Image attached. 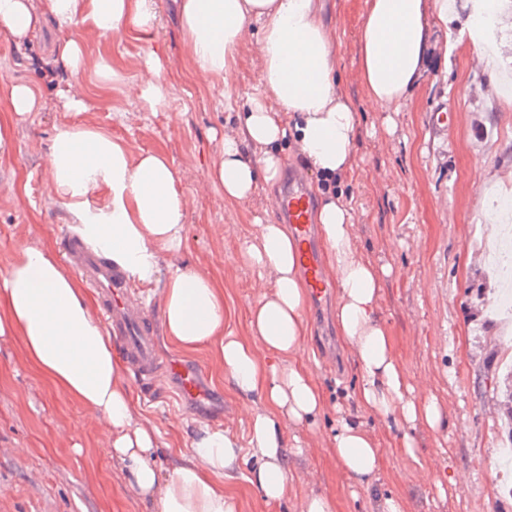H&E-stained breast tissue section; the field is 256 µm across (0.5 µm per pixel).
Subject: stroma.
Wrapping results in <instances>:
<instances>
[{
    "mask_svg": "<svg viewBox=\"0 0 512 512\" xmlns=\"http://www.w3.org/2000/svg\"><path fill=\"white\" fill-rule=\"evenodd\" d=\"M468 0H454L447 22L436 23L423 82L402 112H375L355 77L356 34L365 0H329L337 30V78L355 103L359 118L355 166L341 182L360 252L388 267L380 313L407 381L435 396L445 428H420V462L389 452L370 487H353L328 446L338 410L354 412L356 372L345 342H337V367L316 357L320 327L309 325L298 360L326 390L331 406L316 428L301 432L304 451L288 448L289 466L300 480L290 498L277 505L238 473L225 489L239 512H294L296 498L314 493L333 499L336 512H379L380 501L403 495L406 512H512L504 487L512 470L501 467V415L490 378L503 351L512 348V314L494 310L497 289L483 250L485 217L512 207V95L502 87L512 71V18L504 19L494 68L478 64L466 40ZM152 32L104 35L93 27L78 33L84 65L70 75L57 70V50L72 29L52 22L18 50L0 35V127L10 151L0 154V269L22 245H53L64 255V235L75 222L69 207L54 197L47 180L51 140L59 128L83 124L112 133L134 154H164L185 192V247L181 264L208 272L224 287V329L246 333L249 307L262 288L256 273L237 255L239 238L257 222L273 221L271 203L278 181H259L246 199L228 201L212 186L207 169L259 87L256 35L240 47L226 85L194 76L179 28L176 0H153ZM166 66L167 106L151 111L137 87L150 53ZM116 75L99 77L101 61ZM26 84L40 108L18 116L10 110L13 85ZM81 98L72 107L70 95ZM447 112L450 128L432 115ZM166 356L200 365L212 390L210 402L192 409L166 395L138 398L142 420L156 430L157 468L169 471L191 454L198 425L223 415L224 427L247 440L250 404L238 397L208 344L186 351L158 328ZM0 512H154L116 465L96 415L61 394L22 354L18 337H0Z\"/></svg>",
    "mask_w": 512,
    "mask_h": 512,
    "instance_id": "obj_1",
    "label": "stroma"
}]
</instances>
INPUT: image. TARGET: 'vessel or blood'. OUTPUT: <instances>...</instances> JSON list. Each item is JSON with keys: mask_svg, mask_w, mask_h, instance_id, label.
I'll return each mask as SVG.
<instances>
[{"mask_svg": "<svg viewBox=\"0 0 512 512\" xmlns=\"http://www.w3.org/2000/svg\"><path fill=\"white\" fill-rule=\"evenodd\" d=\"M275 217L278 223L288 225L297 244L299 270L313 304L316 309H324L331 299L333 285L323 266L315 200L298 169L287 171L276 194ZM65 253L71 267L93 289L106 317L107 332L132 381L147 390L171 385L179 401L193 406L210 401V390L200 366L161 354L155 319L133 290L127 274L87 246L77 233L66 235Z\"/></svg>", "mask_w": 512, "mask_h": 512, "instance_id": "b4317fda", "label": "vessel or blood"}]
</instances>
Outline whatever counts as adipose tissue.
I'll return each instance as SVG.
<instances>
[{"label":"adipose tissue","mask_w":512,"mask_h":512,"mask_svg":"<svg viewBox=\"0 0 512 512\" xmlns=\"http://www.w3.org/2000/svg\"><path fill=\"white\" fill-rule=\"evenodd\" d=\"M152 0H0V34L24 47L45 19L70 28L92 23L102 34L152 30ZM321 0H182L180 27L192 72L226 81L252 24H259L260 89L224 135L208 169L225 199L240 201L259 180H275L278 147L292 142L327 181L351 173L359 121L336 78V30ZM448 15V0H366L357 31L356 77L369 106L398 112L423 78L433 18ZM50 180L76 216L74 230L143 287L160 286L167 333L180 347H217L216 359L235 393L250 400L247 443L224 429L203 427L188 459L169 473L157 470L154 428L143 421L102 321L76 277L43 246L20 247L0 271V337H20L26 359L72 401L107 427L113 461L125 468L143 501L156 512H237L224 480L235 470L270 504L287 498L298 480L288 465L284 434L313 429L328 403L313 373L296 362L308 329V289L286 227L259 225L238 243L239 256L264 291L247 315V337L224 330V291L209 273L186 268L185 200L168 159L131 158L125 143L103 130L74 126L52 138ZM107 192L105 207L90 199ZM328 273L338 289L336 332L348 344L357 385L356 414L337 421L329 436L337 468L366 487L384 467L381 438L362 415L401 428L396 452L416 457L420 427L441 428L435 397L416 394L379 314L389 271L357 248L352 216L340 193L326 190L318 211Z\"/></svg>","instance_id":"1"}]
</instances>
